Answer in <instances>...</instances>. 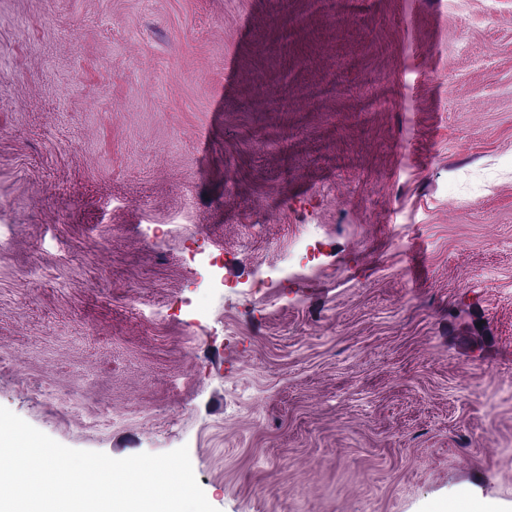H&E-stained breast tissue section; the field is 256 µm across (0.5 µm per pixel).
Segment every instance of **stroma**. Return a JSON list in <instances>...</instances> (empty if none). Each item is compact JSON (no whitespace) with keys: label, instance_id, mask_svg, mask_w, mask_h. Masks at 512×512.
<instances>
[{"label":"stroma","instance_id":"35a3bbf8","mask_svg":"<svg viewBox=\"0 0 512 512\" xmlns=\"http://www.w3.org/2000/svg\"><path fill=\"white\" fill-rule=\"evenodd\" d=\"M0 406L218 512H512V0H0Z\"/></svg>","mask_w":512,"mask_h":512}]
</instances>
